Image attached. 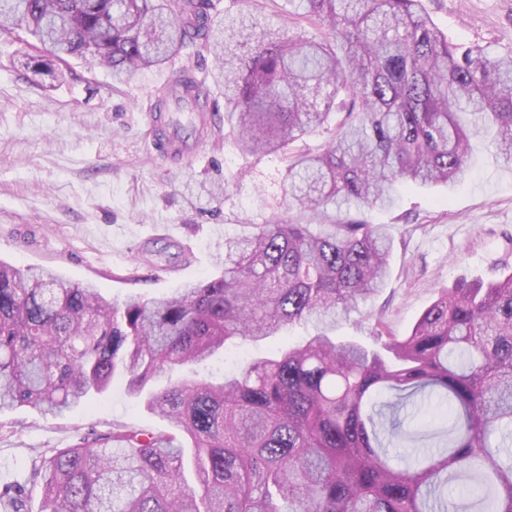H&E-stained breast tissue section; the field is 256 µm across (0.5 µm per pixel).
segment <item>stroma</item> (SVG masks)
I'll return each instance as SVG.
<instances>
[{
    "label": "stroma",
    "mask_w": 512,
    "mask_h": 512,
    "mask_svg": "<svg viewBox=\"0 0 512 512\" xmlns=\"http://www.w3.org/2000/svg\"><path fill=\"white\" fill-rule=\"evenodd\" d=\"M422 3L451 43L512 48V0ZM36 55L25 42L0 39V260L52 268L112 300L159 297L213 273L225 235L280 207L283 162L241 154L223 129L178 162L151 147L166 85L185 68L203 76L211 56L185 55L116 86L82 58L70 61L74 78L52 82L35 73ZM489 140L473 138L471 174L455 190L410 187L393 210H364L369 223L391 227V275L337 324L336 338L373 345L379 316L406 333L439 288L512 268V166ZM116 424L168 427L119 378L61 416L0 412V486L25 481L39 453Z\"/></svg>",
    "instance_id": "stroma-1"
}]
</instances>
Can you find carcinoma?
Wrapping results in <instances>:
<instances>
[{
  "label": "carcinoma",
  "instance_id": "1",
  "mask_svg": "<svg viewBox=\"0 0 512 512\" xmlns=\"http://www.w3.org/2000/svg\"><path fill=\"white\" fill-rule=\"evenodd\" d=\"M233 2L221 14L215 0H0V38L31 36L36 71L53 79L71 57L119 83L211 54L239 149L289 158L285 209L224 238L215 274L161 298L112 302L0 261V411L61 414L121 377L170 423L116 426L40 458V512H512V272L439 289L403 336L376 318L380 350L329 335L391 271L388 225L353 214L391 205L401 185L453 188L487 126L512 161V53L449 43L422 0H298L320 40ZM201 88L183 69L165 97L201 112ZM339 113L322 151L288 154ZM310 321L314 335L221 381L157 387ZM416 400L434 413L417 431L435 449L399 467L388 447ZM30 493L6 486L0 504L30 512Z\"/></svg>",
  "mask_w": 512,
  "mask_h": 512
}]
</instances>
